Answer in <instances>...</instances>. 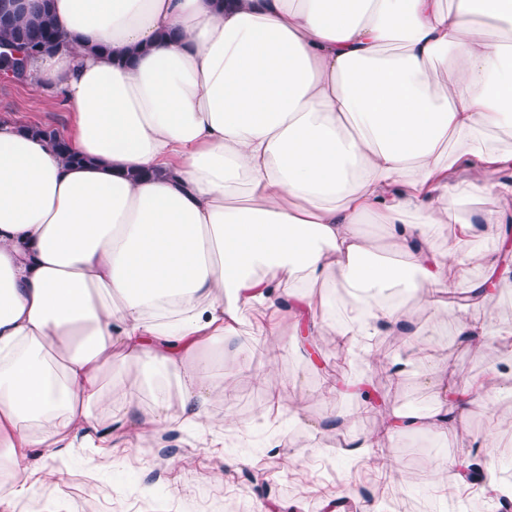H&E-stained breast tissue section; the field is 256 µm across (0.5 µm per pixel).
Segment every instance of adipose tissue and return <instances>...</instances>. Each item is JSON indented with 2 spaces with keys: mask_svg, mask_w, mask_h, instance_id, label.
Here are the masks:
<instances>
[{
  "mask_svg": "<svg viewBox=\"0 0 512 512\" xmlns=\"http://www.w3.org/2000/svg\"><path fill=\"white\" fill-rule=\"evenodd\" d=\"M49 5L65 41L27 83L63 99L80 161L0 121L9 469L79 439L110 464L126 427L213 434L224 392L199 353L251 310L320 308L341 347L435 336L384 293L432 292L444 319L472 269L507 277L479 241L512 218V0ZM364 224L387 227L398 262ZM338 288L357 302L337 306ZM128 365L149 410L112 399ZM483 388L450 383L429 426L462 425Z\"/></svg>",
  "mask_w": 512,
  "mask_h": 512,
  "instance_id": "adipose-tissue-1",
  "label": "adipose tissue"
}]
</instances>
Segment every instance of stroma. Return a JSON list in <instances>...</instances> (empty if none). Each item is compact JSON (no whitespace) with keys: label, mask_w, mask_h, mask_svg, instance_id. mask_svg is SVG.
<instances>
[{"label":"stroma","mask_w":512,"mask_h":512,"mask_svg":"<svg viewBox=\"0 0 512 512\" xmlns=\"http://www.w3.org/2000/svg\"><path fill=\"white\" fill-rule=\"evenodd\" d=\"M0 119L30 126H63L68 113L55 99L27 83L0 79ZM486 328L484 339L464 344L456 316L441 322L437 342L417 349L392 336L338 347L334 337L287 347L256 333L268 311L248 312L236 338L224 344V360L215 378L232 389L224 401V445L203 444L193 429L152 436L126 432L114 437L112 463L89 472L87 459L98 456L82 444L64 449L62 458L31 460L53 470L51 480L31 483L19 473L0 481V512H336L338 499L377 512L380 498L398 512H487V497L457 485L461 459L482 457L486 473L512 479V422L493 425L495 412L512 410V391L483 393L472 400L466 429L416 435L403 431L387 442L389 455L402 469L383 468L375 453L355 458L336 445L326 416L342 412L344 432L363 437L384 425L379 407L430 412L444 385L431 377L432 366L448 364L456 381L495 382L512 373V278L503 280L493 303L474 312ZM378 363H371V356ZM277 359L278 373L265 378L267 363ZM404 361L410 368L395 380L389 367ZM370 381L368 407L355 414L356 398L348 384ZM289 387L294 417L288 423L289 447L275 448L268 437L280 419L268 407L270 391ZM493 439H486L488 428Z\"/></svg>","instance_id":"obj_1"}]
</instances>
